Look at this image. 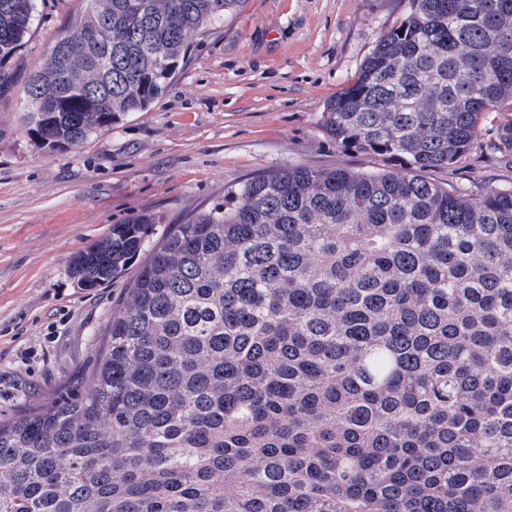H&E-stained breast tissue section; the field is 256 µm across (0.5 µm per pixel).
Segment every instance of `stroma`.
Masks as SVG:
<instances>
[{
    "instance_id": "35a3bbf8",
    "label": "stroma",
    "mask_w": 512,
    "mask_h": 512,
    "mask_svg": "<svg viewBox=\"0 0 512 512\" xmlns=\"http://www.w3.org/2000/svg\"><path fill=\"white\" fill-rule=\"evenodd\" d=\"M81 10L82 0H42L26 43L0 63V421L66 399L92 371L135 272L80 288L68 262L113 225L149 212L158 237L256 175L387 165L336 147L318 120L405 0H243L198 36L149 111L49 151L23 125L25 88ZM509 121L487 114L466 161L425 178L512 188V151L493 147Z\"/></svg>"
}]
</instances>
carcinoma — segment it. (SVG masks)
<instances>
[{
	"label": "carcinoma",
	"mask_w": 512,
	"mask_h": 512,
	"mask_svg": "<svg viewBox=\"0 0 512 512\" xmlns=\"http://www.w3.org/2000/svg\"><path fill=\"white\" fill-rule=\"evenodd\" d=\"M242 0H87L29 79L39 145L148 111ZM34 0H0V62ZM512 111V0H406L319 119L402 171L297 164L147 244L152 214L70 263L137 273L84 392L0 422V512H512V189L421 172Z\"/></svg>",
	"instance_id": "cac0c4a2"
}]
</instances>
